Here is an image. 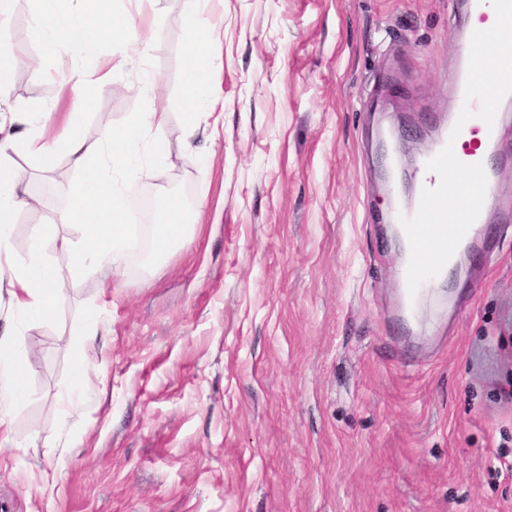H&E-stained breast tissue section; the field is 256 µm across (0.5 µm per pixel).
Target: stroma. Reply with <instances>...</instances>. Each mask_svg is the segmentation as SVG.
Wrapping results in <instances>:
<instances>
[{"mask_svg": "<svg viewBox=\"0 0 512 512\" xmlns=\"http://www.w3.org/2000/svg\"><path fill=\"white\" fill-rule=\"evenodd\" d=\"M0 3V45L19 61L0 119L51 107L94 139L155 102L177 141L180 0H131L149 73L124 66L81 102L60 83L83 59L27 33L35 0ZM209 21L197 46L223 66L203 90L224 104L202 121L216 133L130 197L139 236L173 196L201 224L150 276L145 248L117 278H69L54 253L68 297L19 324L25 398L0 388V512H512L498 459L512 453V235L492 239L480 288L439 286L406 325L378 183L383 153L408 165L448 109L450 0H211ZM146 76L149 98L133 91ZM14 161L44 201L15 216L21 258L76 175L63 154L46 181ZM92 316L97 351L69 416L58 395Z\"/></svg>", "mask_w": 512, "mask_h": 512, "instance_id": "stroma-1", "label": "stroma"}]
</instances>
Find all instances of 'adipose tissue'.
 Returning <instances> with one entry per match:
<instances>
[{
  "label": "adipose tissue",
  "instance_id": "1",
  "mask_svg": "<svg viewBox=\"0 0 512 512\" xmlns=\"http://www.w3.org/2000/svg\"><path fill=\"white\" fill-rule=\"evenodd\" d=\"M68 0H54L50 10L36 11L31 29L36 32L45 51L59 46L73 54L91 59L90 67L75 71L65 82L74 96H82L94 88L111 83L122 65L145 62L149 42L132 26L126 14L101 10L95 13H73ZM110 28L117 52L107 56L98 52L97 31ZM186 75V110L181 116L178 148L193 150L201 128L203 112L214 111L216 100L202 96L204 85L221 75L209 56L195 49L183 55ZM48 112H28L19 117V128L0 139V255H9L11 227L16 213L37 203L13 164V152L29 158L46 160L63 152L76 170L72 203L62 216L63 223L79 227L76 238L56 239L46 226H34L32 249L20 261L0 267V285H7L9 310L0 321V384L21 393L25 363L18 356L21 337L15 327L18 317L45 318L64 299L65 285L51 259L52 251L65 253L73 276L82 277L103 270L121 274L129 253L127 247L134 229V216L127 206V192L135 174L153 165L160 154L168 152L169 143L163 132L168 115L163 108L150 106L136 115L121 131L104 129L96 139H88L75 118H67L61 128H53ZM198 216L178 198H170L157 224L153 226V250L161 253L181 243L187 233L196 231ZM74 373L61 393L64 412L76 407L86 375V364L99 334L95 322L89 321L78 331Z\"/></svg>",
  "mask_w": 512,
  "mask_h": 512
}]
</instances>
